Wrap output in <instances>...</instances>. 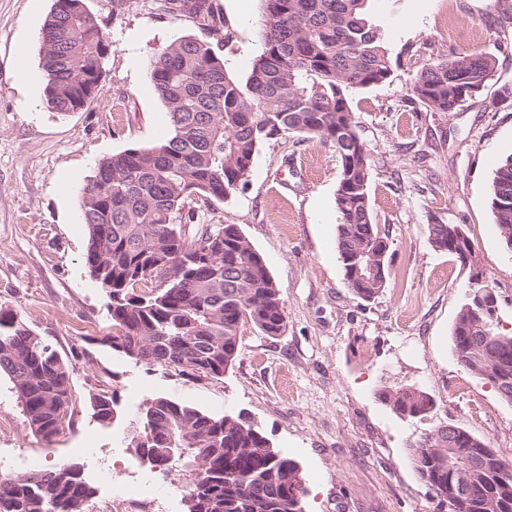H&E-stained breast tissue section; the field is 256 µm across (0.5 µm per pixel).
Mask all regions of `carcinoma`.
Masks as SVG:
<instances>
[{
    "mask_svg": "<svg viewBox=\"0 0 512 512\" xmlns=\"http://www.w3.org/2000/svg\"><path fill=\"white\" fill-rule=\"evenodd\" d=\"M263 50L240 79L225 67L224 16L216 0H164L165 11L193 19L204 36L185 35L154 57L148 78L163 102L172 136L102 159L82 190L88 239L84 263L105 291L112 351L175 376L224 375L239 355L241 326L281 335L285 304L261 254L236 224H199L174 216L189 197L223 199L245 185L258 148L278 136L313 137L339 159L336 245L339 258L359 255L383 275L354 292L376 297L390 279L389 243L369 198L370 151L353 119L349 94L392 72L369 0H260ZM112 43L86 0H54L41 29L44 100L54 112L98 100ZM496 57L462 53L425 65L411 91L436 112H452L463 89L484 85ZM491 207L501 233L512 236V155L496 170ZM454 351L468 371L498 387L512 384V336L487 328L462 308ZM13 384L31 432L51 445L73 425L74 365L61 358L20 313L0 307V373ZM402 416L432 408L429 395L403 387L386 395ZM101 426L113 425L114 396H90ZM130 444L154 470L182 468L188 512H303L298 463L274 448L245 416H214L165 397L127 426ZM460 455H482L481 469L451 512H512V471L500 454L461 428ZM414 467L440 500L448 495V444H420ZM95 488L76 463L0 480V512H86Z\"/></svg>",
    "mask_w": 512,
    "mask_h": 512,
    "instance_id": "1",
    "label": "carcinoma"
}]
</instances>
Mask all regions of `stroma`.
Listing matches in <instances>:
<instances>
[{
	"instance_id": "1",
	"label": "stroma",
	"mask_w": 512,
	"mask_h": 512,
	"mask_svg": "<svg viewBox=\"0 0 512 512\" xmlns=\"http://www.w3.org/2000/svg\"><path fill=\"white\" fill-rule=\"evenodd\" d=\"M228 72L245 78L261 53L259 0H218ZM112 42L100 96L60 115L44 100L40 32L53 0H0V306L75 367L72 428L47 446L28 429L12 383L0 376V474L23 476L77 463L111 500L126 476L142 481L152 512H187L180 469L155 471L125 422L163 396L221 416L254 420L296 460L304 512H441L416 474L411 450L448 423L500 451L512 448V404L453 355L452 332L471 291L469 272L430 243L432 224L470 236L512 336V250L491 208V184L512 154V0H369L393 73L351 91L359 133L373 158L369 195L390 244L391 276L375 299L348 287L336 247L338 158L317 138L286 135L260 146L247 183L224 200H188L208 224L238 225L265 260L285 303L278 336L242 325L239 357L218 378H182L117 355L104 291L84 265L81 192L99 161L168 138V114L147 72L195 25L161 0H86ZM480 50L497 66L476 96L435 112L411 92L431 61ZM414 386L436 407L405 419L381 392ZM113 394L119 421L99 425L89 397Z\"/></svg>"
}]
</instances>
